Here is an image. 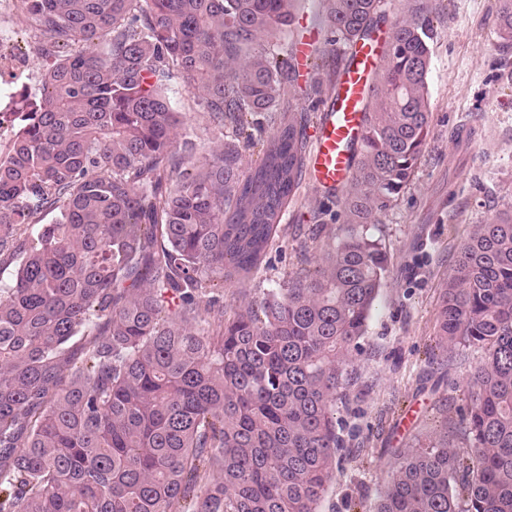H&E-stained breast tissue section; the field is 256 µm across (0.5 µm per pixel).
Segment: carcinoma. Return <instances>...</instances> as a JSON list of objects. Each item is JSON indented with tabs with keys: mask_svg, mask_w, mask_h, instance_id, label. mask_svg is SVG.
Listing matches in <instances>:
<instances>
[{
	"mask_svg": "<svg viewBox=\"0 0 512 512\" xmlns=\"http://www.w3.org/2000/svg\"><path fill=\"white\" fill-rule=\"evenodd\" d=\"M297 0H21L48 65L0 115V512H319L336 400L389 256L371 231L431 128L433 36L406 0L375 76L343 224L314 267L224 312L299 188ZM345 45L388 0H325ZM494 25L512 41V0ZM201 92L216 146L168 96ZM272 127L263 156L252 118ZM52 214L50 224L42 223ZM442 346L485 361L446 439L394 448L373 512H512V207L472 226L437 313Z\"/></svg>",
	"mask_w": 512,
	"mask_h": 512,
	"instance_id": "cac0c4a2",
	"label": "carcinoma"
}]
</instances>
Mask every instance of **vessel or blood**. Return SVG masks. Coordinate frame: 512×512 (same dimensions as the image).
<instances>
[{
    "label": "vessel or blood",
    "mask_w": 512,
    "mask_h": 512,
    "mask_svg": "<svg viewBox=\"0 0 512 512\" xmlns=\"http://www.w3.org/2000/svg\"><path fill=\"white\" fill-rule=\"evenodd\" d=\"M297 35L292 43V63L301 80H308L312 61L322 39L321 31L306 18L294 21ZM388 41L387 31L352 46L348 61L315 127L314 143L307 157L310 184L325 192L347 184L354 173L351 148L364 131L363 109L369 99L374 70Z\"/></svg>",
    "instance_id": "1"
}]
</instances>
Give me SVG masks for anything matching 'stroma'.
<instances>
[{
    "label": "stroma",
    "mask_w": 512,
    "mask_h": 512,
    "mask_svg": "<svg viewBox=\"0 0 512 512\" xmlns=\"http://www.w3.org/2000/svg\"><path fill=\"white\" fill-rule=\"evenodd\" d=\"M434 36L429 93L431 134L411 184L379 215L390 272L336 406L341 466L321 512L373 506L392 449L440 436L453 425L479 349L447 355L436 336L440 296L472 225L512 203V45L493 25L498 0H428ZM344 190L327 195L301 181L283 230L259 272L224 286V309L244 302L319 259L339 229Z\"/></svg>",
    "instance_id": "35a3bbf8"
}]
</instances>
